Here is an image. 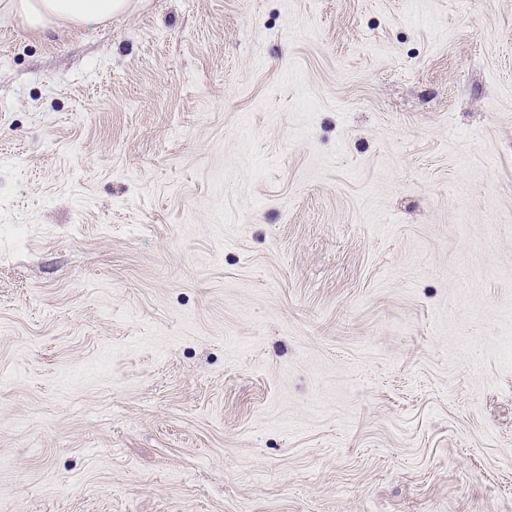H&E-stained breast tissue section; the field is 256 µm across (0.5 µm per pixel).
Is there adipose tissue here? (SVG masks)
<instances>
[{"label":"adipose tissue","instance_id":"ef3b65f1","mask_svg":"<svg viewBox=\"0 0 512 512\" xmlns=\"http://www.w3.org/2000/svg\"><path fill=\"white\" fill-rule=\"evenodd\" d=\"M132 8L133 0H0V11L22 18L36 31L102 23Z\"/></svg>","mask_w":512,"mask_h":512}]
</instances>
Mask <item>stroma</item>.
Masks as SVG:
<instances>
[{"label": "stroma", "instance_id": "obj_1", "mask_svg": "<svg viewBox=\"0 0 512 512\" xmlns=\"http://www.w3.org/2000/svg\"><path fill=\"white\" fill-rule=\"evenodd\" d=\"M0 512H512V0L0 12ZM134 0H2V11L22 18L36 31L102 23L130 12Z\"/></svg>", "mask_w": 512, "mask_h": 512}]
</instances>
